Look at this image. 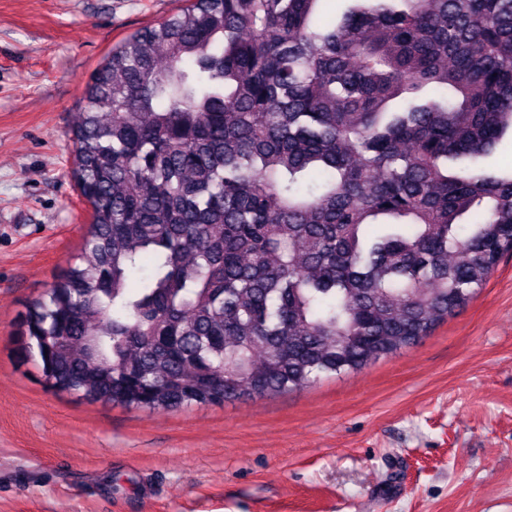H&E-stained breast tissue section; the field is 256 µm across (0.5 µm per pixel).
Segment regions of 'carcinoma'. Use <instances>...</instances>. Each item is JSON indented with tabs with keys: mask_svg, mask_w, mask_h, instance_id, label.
<instances>
[{
	"mask_svg": "<svg viewBox=\"0 0 512 512\" xmlns=\"http://www.w3.org/2000/svg\"><path fill=\"white\" fill-rule=\"evenodd\" d=\"M191 0L71 130L80 262L26 306L55 390L281 395L431 335L512 251V0Z\"/></svg>",
	"mask_w": 512,
	"mask_h": 512,
	"instance_id": "1",
	"label": "carcinoma"
}]
</instances>
